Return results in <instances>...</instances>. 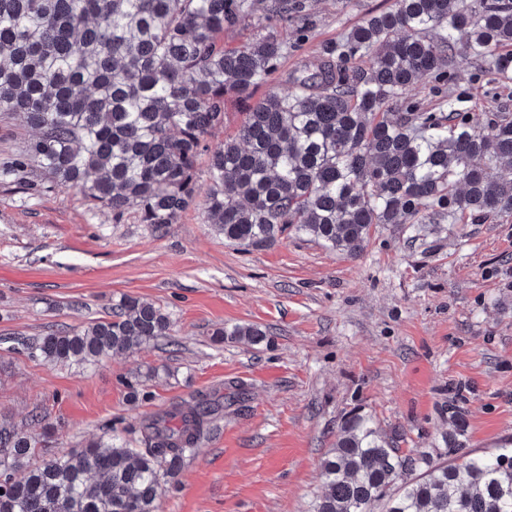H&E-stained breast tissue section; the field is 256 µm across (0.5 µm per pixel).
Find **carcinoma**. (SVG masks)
Masks as SVG:
<instances>
[{
    "label": "carcinoma",
    "mask_w": 512,
    "mask_h": 512,
    "mask_svg": "<svg viewBox=\"0 0 512 512\" xmlns=\"http://www.w3.org/2000/svg\"><path fill=\"white\" fill-rule=\"evenodd\" d=\"M309 21L306 0H0V116L36 131L0 177L76 186L113 216L135 207L160 229L195 199L206 152V221L247 251L291 230L354 251L379 224L512 216V114L425 112L407 99L421 78L446 76L457 52L511 75L512 0H397L324 45L288 91L255 98L288 54L275 30ZM244 23L253 35L224 47V31ZM232 98L246 103L242 122L212 148ZM172 326L161 307L125 296L82 330L0 345L95 364ZM230 335L266 333L247 325ZM214 415L201 394L187 410L143 417V451L100 437L60 456L0 426V512H158ZM463 448L452 436L434 457L405 453L353 411L313 512H512V448Z\"/></svg>",
    "instance_id": "cac0c4a2"
}]
</instances>
